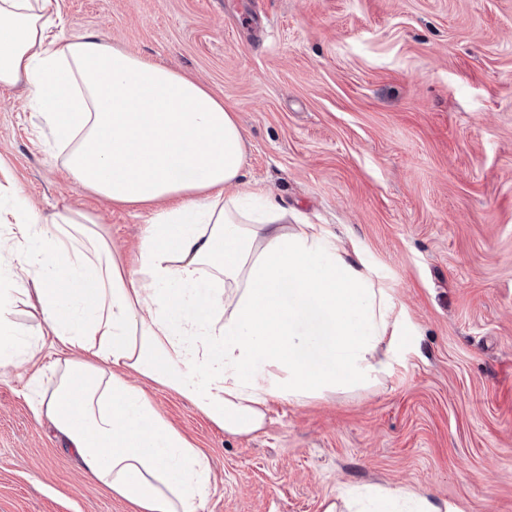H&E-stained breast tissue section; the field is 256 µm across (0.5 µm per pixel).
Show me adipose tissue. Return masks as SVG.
Instances as JSON below:
<instances>
[{
	"mask_svg": "<svg viewBox=\"0 0 512 512\" xmlns=\"http://www.w3.org/2000/svg\"><path fill=\"white\" fill-rule=\"evenodd\" d=\"M58 20L55 0H0V85H30L77 186L154 214L128 268L87 215L48 226L26 198L0 203V368L49 343L70 351L34 412L139 512H206L208 458L129 373L250 434L271 402L378 383L405 313L355 244L285 225L243 184L244 138L222 98L92 34L59 44ZM19 294L43 327L16 322Z\"/></svg>",
	"mask_w": 512,
	"mask_h": 512,
	"instance_id": "obj_1",
	"label": "adipose tissue"
}]
</instances>
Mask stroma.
Here are the masks:
<instances>
[{
	"mask_svg": "<svg viewBox=\"0 0 512 512\" xmlns=\"http://www.w3.org/2000/svg\"><path fill=\"white\" fill-rule=\"evenodd\" d=\"M59 44L93 34L223 98L243 181L355 241L407 311L378 385L275 401L229 435L146 390L210 459L207 512H324L405 488L512 512V0H57ZM26 84L0 86V196L72 208L131 252L150 211L69 179ZM47 359L0 376V512H136L84 475L29 403Z\"/></svg>",
	"mask_w": 512,
	"mask_h": 512,
	"instance_id": "1",
	"label": "stroma"
}]
</instances>
